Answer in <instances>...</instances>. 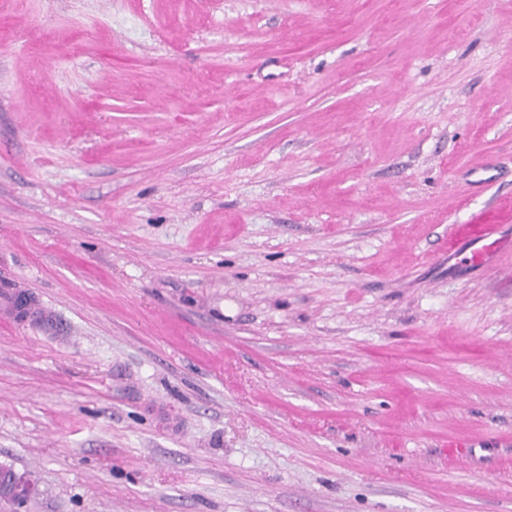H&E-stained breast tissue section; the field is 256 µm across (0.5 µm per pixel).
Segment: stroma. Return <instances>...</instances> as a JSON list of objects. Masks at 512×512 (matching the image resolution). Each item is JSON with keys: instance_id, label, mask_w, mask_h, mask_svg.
Segmentation results:
<instances>
[{"instance_id": "obj_1", "label": "stroma", "mask_w": 512, "mask_h": 512, "mask_svg": "<svg viewBox=\"0 0 512 512\" xmlns=\"http://www.w3.org/2000/svg\"><path fill=\"white\" fill-rule=\"evenodd\" d=\"M512 0H0L18 512H512ZM510 219L509 213L494 209L475 215L466 224H453L448 232V251H455L458 244L465 240L484 243L482 249L473 254V259L483 260L484 255L497 246L493 238L499 227Z\"/></svg>"}]
</instances>
